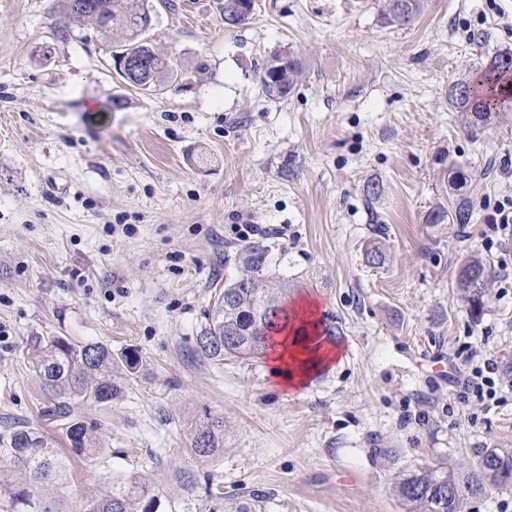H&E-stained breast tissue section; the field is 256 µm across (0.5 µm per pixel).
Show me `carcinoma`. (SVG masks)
<instances>
[{
    "mask_svg": "<svg viewBox=\"0 0 512 512\" xmlns=\"http://www.w3.org/2000/svg\"><path fill=\"white\" fill-rule=\"evenodd\" d=\"M84 7L71 10L64 0L56 34L70 36L72 27L93 22L103 33L125 34L124 49L119 55L136 61L137 71L119 73L131 87L157 88L174 74L170 57L155 51L145 33L153 22V9L146 0H80ZM420 0H387L385 18L391 25L403 26L414 21ZM278 64L267 68L263 87L270 96L285 97L293 89L294 65L275 76ZM512 101V51L492 56L480 79L473 83L460 81L448 89L450 107L469 118L477 127L495 118L500 108ZM270 237L262 236L247 242L238 253L240 268L235 278L215 290L212 307L205 310V323L196 336L198 352L218 364L245 361L263 350L274 334L288 331L291 317L279 302L281 289L272 287L269 274ZM489 277L483 262L473 258L462 266L458 280L470 315L478 319L485 307V298L474 296L467 282L471 274ZM25 360L47 403L43 416L54 424L66 442L70 455L61 454L51 438L29 426L13 430L7 437V457L17 471L28 475L35 492L20 491L16 502L24 512H60L55 508L61 491L59 481L73 455L83 461L105 455L107 446L103 430L112 425V402L122 392L115 380V363L126 374L138 372L140 358L133 351L116 359L112 350L100 343L79 342L68 336H32L27 342ZM94 405L99 418L88 422L82 416L84 407ZM224 448V420L207 417L191 430L190 451L210 456ZM498 461L497 471L487 484L475 478L476 467L466 473L441 464L425 466L402 475L396 486L406 512H456V496L473 497L486 485L502 486L512 479V448L493 449ZM206 512H266L269 499L252 490L224 494V486L207 483ZM82 512H158L157 497L149 483L137 476L112 482L101 497L88 500Z\"/></svg>",
    "mask_w": 512,
    "mask_h": 512,
    "instance_id": "carcinoma-1",
    "label": "carcinoma"
}]
</instances>
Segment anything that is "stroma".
Listing matches in <instances>:
<instances>
[{
  "label": "stroma",
  "instance_id": "stroma-1",
  "mask_svg": "<svg viewBox=\"0 0 512 512\" xmlns=\"http://www.w3.org/2000/svg\"><path fill=\"white\" fill-rule=\"evenodd\" d=\"M148 3L147 38L178 68L157 91L116 74L119 35L55 40L60 0H0V436L53 434L23 352L58 335L141 358L63 512L133 473L159 512L204 505L209 481L270 492L269 512H404L406 470L512 448V383L487 406L454 369L512 368V240L487 231L512 198V108L471 128L448 106L449 85L512 49V0H421L403 27L384 0H254L237 28L219 0ZM279 59L295 84L270 97ZM462 202L469 224L428 222ZM243 224L286 226L271 275L338 329L340 361L303 388L276 385L266 354L197 351ZM473 257L492 274L477 320L458 283ZM207 413L224 449L199 458L187 437ZM282 63L278 60L277 63L267 68L265 77L263 78V87L265 92L270 96L284 97L287 96L293 89L294 85V65L287 61L288 68L281 72V75L276 79V67Z\"/></svg>",
  "mask_w": 512,
  "mask_h": 512
}]
</instances>
